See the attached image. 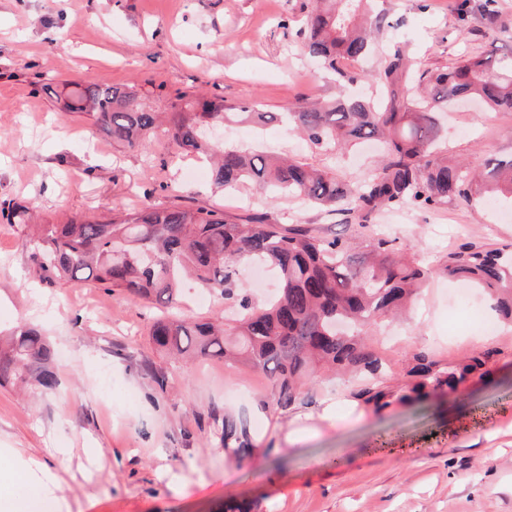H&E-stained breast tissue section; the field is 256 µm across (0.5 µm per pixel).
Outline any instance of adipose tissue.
<instances>
[{"label": "adipose tissue", "mask_w": 512, "mask_h": 512, "mask_svg": "<svg viewBox=\"0 0 512 512\" xmlns=\"http://www.w3.org/2000/svg\"><path fill=\"white\" fill-rule=\"evenodd\" d=\"M2 458L10 462L27 492L22 496L9 493L1 497L0 512H43L59 484L57 474L44 461L23 455L14 448H0Z\"/></svg>", "instance_id": "obj_1"}]
</instances>
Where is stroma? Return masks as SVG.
Segmentation results:
<instances>
[{
	"label": "stroma",
	"instance_id": "1",
	"mask_svg": "<svg viewBox=\"0 0 512 512\" xmlns=\"http://www.w3.org/2000/svg\"><path fill=\"white\" fill-rule=\"evenodd\" d=\"M308 0H0V204L23 199L39 224L117 204L223 210L331 237L355 218L289 201L264 204L254 189L227 197L198 161L166 138L146 150L113 146L91 119L60 117L44 83H106L137 90L159 112L178 95L255 101L283 112L335 98V83L302 55ZM458 0H393L390 40L404 43L414 73L447 69L464 55L512 48V0H489L500 29L460 21ZM55 29L61 37L45 40ZM441 144L450 160L512 156V112L466 105L449 113ZM228 145L285 152L314 166L362 176L365 154L330 156L277 124L223 132ZM377 233L415 246L431 273L398 319L369 330L388 383H407L412 353L451 366L492 350L485 376L456 391L382 411L351 386L322 380L308 402L264 409L270 387L251 369L217 359L177 365L155 346L158 311L118 291L41 282L27 230L0 222V329H42L57 350L59 387L0 385V448H22L61 478V512H512V323L495 320L485 293L471 299L497 335L452 313L456 283L442 271L466 246L512 253V221L480 192L436 208L374 221ZM336 420H322L326 400ZM244 420L253 445L238 459L220 437L224 418Z\"/></svg>",
	"mask_w": 512,
	"mask_h": 512
}]
</instances>
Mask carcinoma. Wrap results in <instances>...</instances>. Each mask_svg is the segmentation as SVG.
Wrapping results in <instances>:
<instances>
[{
    "instance_id": "obj_1",
    "label": "carcinoma",
    "mask_w": 512,
    "mask_h": 512,
    "mask_svg": "<svg viewBox=\"0 0 512 512\" xmlns=\"http://www.w3.org/2000/svg\"><path fill=\"white\" fill-rule=\"evenodd\" d=\"M387 16L386 0H312L301 30L303 50L335 78V99L280 114L263 111L257 102L226 107L219 97L184 101L167 113L165 133L181 149L211 162L216 188L234 193L254 184L271 206L295 197L329 212H358L366 222L385 210L431 209L466 198L480 181L490 195L512 198V157L471 166L452 163L433 149L444 133L437 115L462 95L512 112V49L421 74L430 84L423 94L411 81L406 46L394 43L372 74L375 97H354L350 87L358 75L345 62L376 51L372 34L389 26ZM41 89L60 99V111L91 117L118 145L138 149L155 135L159 114L131 91L74 81L63 83L60 93L50 84ZM275 120L318 150L378 141L383 163L351 183L300 160L227 146L207 134L209 125L264 126ZM29 215L27 205L0 208V220L8 224L26 226ZM27 244L48 282L94 283L169 311L179 306L180 288L194 281L237 308V317L222 326L168 314L154 322L150 336L174 356L193 352L263 373L271 384L265 407L274 412L288 410L325 367L357 377L356 396L379 413L395 402L414 404L455 390L486 365L488 354L480 353L459 368H442L420 350L412 355L411 383L400 392L385 386L384 363L362 328L410 302L428 269L382 237H320L261 217L236 223L205 207L158 204L140 210L116 205L108 218L75 215L63 224H38ZM243 259L276 270L274 299L259 303L239 287ZM444 272L483 289L500 315L512 319V263L500 252L470 247L450 256ZM56 355L39 329L22 326L0 347V382H23L30 374L40 392H53ZM221 436L226 445L237 443L239 454L249 453L246 425L226 417Z\"/></svg>"
}]
</instances>
